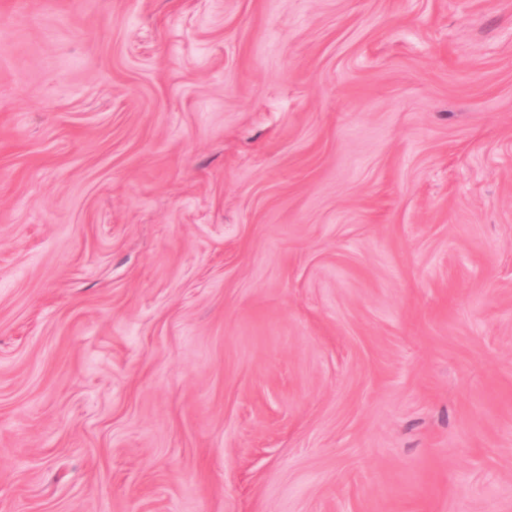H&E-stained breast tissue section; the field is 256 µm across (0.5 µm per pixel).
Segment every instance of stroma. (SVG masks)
Instances as JSON below:
<instances>
[{
  "label": "stroma",
  "instance_id": "1",
  "mask_svg": "<svg viewBox=\"0 0 512 512\" xmlns=\"http://www.w3.org/2000/svg\"><path fill=\"white\" fill-rule=\"evenodd\" d=\"M0 512H512V0H0Z\"/></svg>",
  "mask_w": 512,
  "mask_h": 512
}]
</instances>
